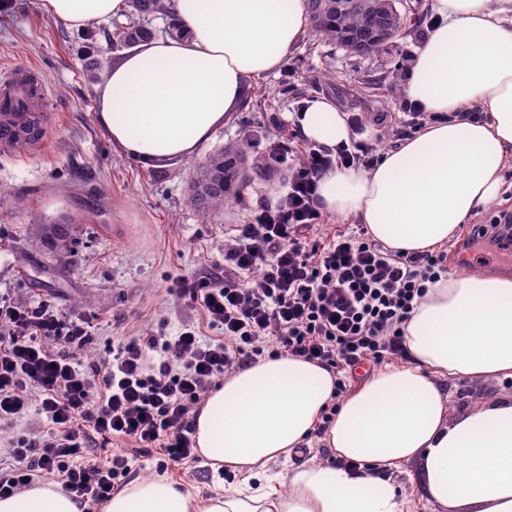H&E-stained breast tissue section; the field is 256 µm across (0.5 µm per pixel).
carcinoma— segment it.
Here are the masks:
<instances>
[{
    "label": "carcinoma",
    "mask_w": 512,
    "mask_h": 512,
    "mask_svg": "<svg viewBox=\"0 0 512 512\" xmlns=\"http://www.w3.org/2000/svg\"><path fill=\"white\" fill-rule=\"evenodd\" d=\"M313 34L320 40L336 45L356 54L357 39L363 35L364 25L361 12L352 7L353 0H307ZM132 14L139 22L123 28L119 35V47L132 48L154 37L152 28L146 25L150 19L168 14L166 0H130ZM12 126L15 139L12 147L25 149L30 141L24 133L31 131L33 117L28 112L12 113ZM245 157L238 144L229 141L213 153L198 168L192 181L189 200L194 207L204 212L219 213L230 200L237 198L240 188L224 189V169L228 168L235 176H241L240 184H245L248 172L243 170Z\"/></svg>",
    "instance_id": "1"
}]
</instances>
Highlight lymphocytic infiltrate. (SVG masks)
<instances>
[{
	"mask_svg": "<svg viewBox=\"0 0 512 512\" xmlns=\"http://www.w3.org/2000/svg\"><path fill=\"white\" fill-rule=\"evenodd\" d=\"M370 145L296 151L273 142L264 168H288V191L233 225L224 270L177 277L170 291L200 309L198 321L114 336L109 358L83 365L94 326L54 304L0 300V426L37 406L44 429L11 440L0 498L56 477L82 512L128 484L135 463L158 473L198 460L195 422L225 375L294 357L335 377L314 430L324 436L361 366L407 356L404 328L430 285L448 274L447 249L398 251L366 225L321 233L317 188L339 166L370 167Z\"/></svg>",
	"mask_w": 512,
	"mask_h": 512,
	"instance_id": "1",
	"label": "lymphocytic infiltrate"
}]
</instances>
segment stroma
Returning a JSON list of instances; mask_svg holds the SVG:
<instances>
[{
  "instance_id": "35a3bbf8",
  "label": "stroma",
  "mask_w": 512,
  "mask_h": 512,
  "mask_svg": "<svg viewBox=\"0 0 512 512\" xmlns=\"http://www.w3.org/2000/svg\"><path fill=\"white\" fill-rule=\"evenodd\" d=\"M8 2L0 8V70L36 67L50 112L40 145L0 151V299L47 300L92 319L86 365L106 359L107 338L199 319V309L169 294L174 279L223 270L225 229L251 221L267 188L287 182V166L253 170L224 213L193 207L197 169L225 142L237 141L246 157L264 156L272 142L288 140L291 114L314 96L358 114L360 140L381 149L413 135L403 80L435 17L431 0H399L408 15L401 34L365 57L306 36L281 70L253 82L240 112L194 156L145 167L123 157L98 120L99 81L128 17L75 30L42 15L35 0ZM449 386L454 416L512 400V377Z\"/></svg>"
}]
</instances>
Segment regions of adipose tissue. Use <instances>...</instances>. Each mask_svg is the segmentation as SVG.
I'll return each mask as SVG.
<instances>
[{"label":"adipose tissue","instance_id":"adipose-tissue-1","mask_svg":"<svg viewBox=\"0 0 512 512\" xmlns=\"http://www.w3.org/2000/svg\"><path fill=\"white\" fill-rule=\"evenodd\" d=\"M72 28L122 16L127 0H35ZM440 22L418 50L405 93L436 114L369 169H332L319 208L355 217L388 248L447 244L503 192L512 166V0H433ZM179 38L123 52L98 88V118L122 156L145 166L193 156L239 111L254 79L279 70L309 31L306 0H171ZM482 112L483 121L468 120ZM303 138L349 143L345 115L322 97L291 116ZM406 361L378 370L345 398L323 441L332 460L268 474L308 440L333 374L266 359L226 376L196 420L200 456L248 482L199 499L165 479L134 482L102 512H415L393 480L421 467L434 512H512V402L450 418L442 383L512 377V280L454 274L429 289L405 327ZM366 471L345 468V461ZM0 512H81L52 483L0 499Z\"/></svg>","mask_w":512,"mask_h":512}]
</instances>
